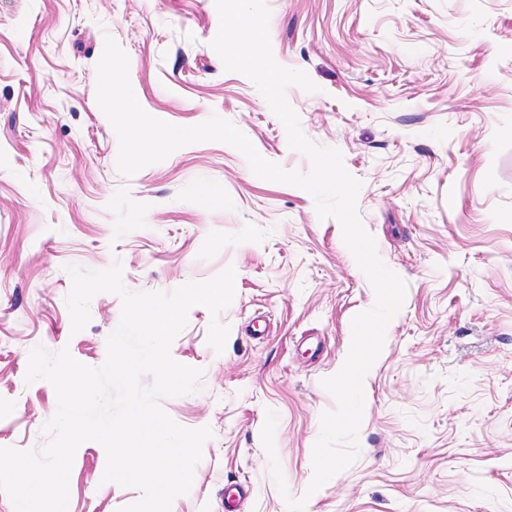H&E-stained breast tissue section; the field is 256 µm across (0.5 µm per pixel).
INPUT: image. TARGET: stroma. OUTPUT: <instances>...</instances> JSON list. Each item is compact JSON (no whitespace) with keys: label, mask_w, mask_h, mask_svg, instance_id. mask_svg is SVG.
I'll return each instance as SVG.
<instances>
[{"label":"stroma","mask_w":512,"mask_h":512,"mask_svg":"<svg viewBox=\"0 0 512 512\" xmlns=\"http://www.w3.org/2000/svg\"><path fill=\"white\" fill-rule=\"evenodd\" d=\"M275 60L319 90L286 97L304 134L341 151L357 209L404 306L364 379L360 457L315 493L313 446L334 409L324 378L343 366L354 316L374 291L336 219L304 190L254 175L234 147H181L132 178L96 100L105 37L129 57L151 116L233 122L267 160L308 171L256 86L210 45L214 0H0V448L30 450L56 412L26 383L28 353L107 356L121 299L96 295L72 332L67 265L120 264L133 292L172 291L235 267L232 304L193 307L171 345L201 368L199 391L162 401L180 425L211 427L174 512H512V0H266ZM221 196L205 208L203 195ZM228 325L223 353L207 337ZM275 447L287 494L269 469ZM106 452L77 450L68 512H118L140 492L103 482Z\"/></svg>","instance_id":"stroma-1"}]
</instances>
